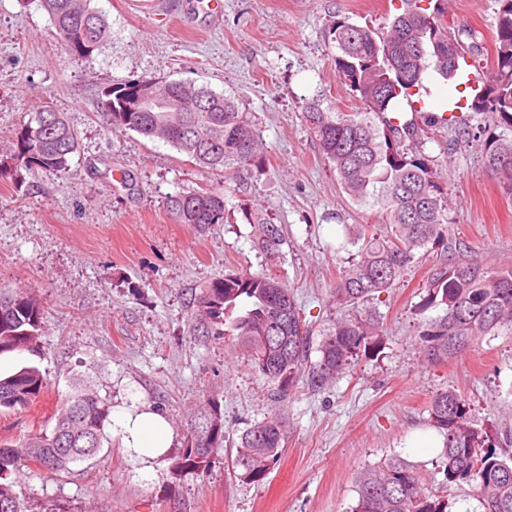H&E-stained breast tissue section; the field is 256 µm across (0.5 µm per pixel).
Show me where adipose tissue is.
<instances>
[{
	"label": "adipose tissue",
	"mask_w": 512,
	"mask_h": 512,
	"mask_svg": "<svg viewBox=\"0 0 512 512\" xmlns=\"http://www.w3.org/2000/svg\"><path fill=\"white\" fill-rule=\"evenodd\" d=\"M112 427L121 435L126 448L145 464L163 457L174 442L168 419L149 407L113 411Z\"/></svg>",
	"instance_id": "1"
}]
</instances>
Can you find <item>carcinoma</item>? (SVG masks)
I'll list each match as a JSON object with an SVG mask.
<instances>
[{"mask_svg":"<svg viewBox=\"0 0 512 512\" xmlns=\"http://www.w3.org/2000/svg\"><path fill=\"white\" fill-rule=\"evenodd\" d=\"M92 0H41L55 35L67 31L62 44L73 57L89 58L110 38L107 19ZM407 8L387 31L336 20L329 30L337 53L336 74L364 104L360 112H332L312 102L304 112L307 129L332 164L340 187L355 201L377 206L384 231L367 228L349 237L356 257L339 274L333 288L336 304L351 314L324 329L317 348L311 329L290 288L276 275L229 273L202 289L197 299L201 319L218 327L219 335L244 350L255 370L274 385L280 402L299 383L321 388L344 374L360 354L381 350L383 334L368 303L389 291L422 250L439 249L444 267L430 280L418 311H438L418 323V343L432 363H444L470 350L482 338L512 331V267L487 270L455 257L461 243L448 235L446 200L431 160L416 143L424 129L416 122L391 116L395 101L412 96L432 69L446 79L458 75L461 53L449 48L442 9ZM495 60L490 77L475 92L468 108L475 116L491 112L512 131V0H498ZM151 82V98L140 112L122 111V103ZM102 95L116 111L106 113L115 132L133 131L160 140L195 164L224 171L231 162L238 174L260 170L266 147L257 124L224 93L184 80L140 76L109 86ZM80 151L77 132L67 114L44 106L13 131L9 152L0 154V177L22 187L23 170L56 174L68 170ZM486 171L503 193L512 196V137L484 141ZM225 194L216 190L179 191L165 198L166 211L178 224L205 230L224 223ZM254 246L274 261L286 243L282 228L261 212L245 215ZM44 310L39 299L22 289L0 292V355L30 351L42 335ZM319 353L309 362L311 350ZM46 379L36 367H23L0 378V413L22 410L41 395ZM470 406L452 390L436 394L429 407L431 425L443 437V473L448 485L475 488L481 512H512V448L475 427ZM112 405L91 387L75 383L55 415L50 431L30 435L17 445L0 443V503L9 512H26L15 487L22 462H32L50 477L70 473L72 466L93 459L111 443ZM285 431L274 414L241 436L235 469L244 481H262L281 456ZM224 447V421L211 413L203 427L191 431L186 448L172 463L173 473H204ZM353 512H452L446 495L424 486L420 476L399 459L361 471Z\"/></svg>","mask_w":512,"mask_h":512,"instance_id":"carcinoma-1","label":"carcinoma"}]
</instances>
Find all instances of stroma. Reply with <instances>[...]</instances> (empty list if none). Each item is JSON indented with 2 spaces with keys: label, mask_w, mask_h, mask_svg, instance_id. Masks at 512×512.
<instances>
[{
  "label": "stroma",
  "mask_w": 512,
  "mask_h": 512,
  "mask_svg": "<svg viewBox=\"0 0 512 512\" xmlns=\"http://www.w3.org/2000/svg\"><path fill=\"white\" fill-rule=\"evenodd\" d=\"M111 37L99 53L71 59L39 0H0V150L26 113L48 105L66 113L81 150L68 171L26 173L22 189L0 177V289L27 290L44 307L35 350L0 355V374L41 370L47 386L27 408L0 413V441L43 429L73 378L89 380L113 407L161 411L175 434L168 456L144 465L120 435L90 462L55 479L22 466L28 512H351L356 476L398 457L429 488L447 490L455 512H476L474 490L444 487L441 451L423 447L429 405L453 390L477 425L512 430V332L485 337L456 360L427 363L418 352L417 306L439 252L418 255L372 308L382 326L378 354L319 390L273 387L246 353L197 316L204 286L232 272L271 271L293 289L314 333L343 317L331 288L355 252L349 226L382 227L378 208L355 203L309 134L304 112L361 111L334 70L329 39L344 16L382 28L403 0H93ZM496 0H447L451 34L471 31L473 75L492 66ZM187 80L233 97L267 146L261 170L228 196L223 223L201 231L175 223L164 207L182 190L220 189L237 168L212 172L169 145L106 127L101 91L139 76ZM468 85L427 72L418 94L399 100L401 120L428 127L423 151L440 172L450 232L472 262L512 267V197L486 173L480 140L504 134L496 117H471ZM283 228L277 263L254 249L246 213ZM224 418V447L205 473L174 475L171 463L204 409ZM285 421L281 457L260 482L233 467L240 435L273 413Z\"/></svg>",
  "instance_id": "stroma-1"
}]
</instances>
